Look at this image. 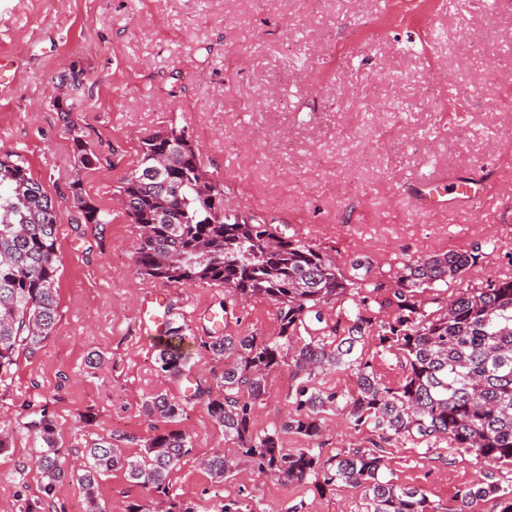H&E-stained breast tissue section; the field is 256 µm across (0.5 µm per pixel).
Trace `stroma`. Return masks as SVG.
Returning a JSON list of instances; mask_svg holds the SVG:
<instances>
[{"instance_id":"stroma-1","label":"stroma","mask_w":512,"mask_h":512,"mask_svg":"<svg viewBox=\"0 0 512 512\" xmlns=\"http://www.w3.org/2000/svg\"><path fill=\"white\" fill-rule=\"evenodd\" d=\"M0 154L23 156L59 210L58 320L36 352H20L0 384V512L41 502L45 512H85L76 480L87 446L118 439L140 454L162 421L142 405L165 392L189 394L186 378L157 369L154 331L140 313L175 310L197 368L224 361L202 340L220 334L273 337L276 307L228 299L207 284H168L134 263L139 229L116 190L137 165L144 138L174 125L187 131L224 206L286 226L349 266L375 272L451 250L479 259L449 292L512 279V0H0ZM75 129H68L67 121ZM96 155L80 163L77 142ZM434 192L469 181L474 201L422 211L421 183ZM109 214L85 223L81 201ZM103 353L100 365L88 357ZM288 370L268 378L252 415L273 429L290 406ZM54 414L69 475L52 495L32 465L40 443L25 430L41 406ZM90 417L82 425L80 414ZM179 426L193 450L171 475V493L196 512L250 493L258 512H360L357 490L323 493L257 474L241 462L216 483L204 466L223 452L224 431L205 404ZM325 455L381 443L394 478L448 505L487 469L475 454L408 437L379 442L350 428L344 412L323 416ZM105 512L129 505L164 512L123 472L98 487Z\"/></svg>"}]
</instances>
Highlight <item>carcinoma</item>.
Returning <instances> with one entry per match:
<instances>
[{
	"label": "carcinoma",
	"mask_w": 512,
	"mask_h": 512,
	"mask_svg": "<svg viewBox=\"0 0 512 512\" xmlns=\"http://www.w3.org/2000/svg\"><path fill=\"white\" fill-rule=\"evenodd\" d=\"M174 127L144 139L136 168L118 189L140 233L135 264L140 273L170 284L204 282L229 296L262 298L277 308L280 329L273 338L224 335L203 348L232 360L216 377L195 379L190 396L179 400L159 393L145 403L149 416L169 427L158 429L138 456H128L110 439L86 450L77 481L86 512H103L99 480L114 470L169 502L166 512H195L170 498V474L192 451V438L173 423L192 400L206 403L230 444L205 459L216 482L233 476L246 458L260 474L324 493L351 487L361 494V512H470L480 501L493 512H512V476L486 479L459 489L453 508L435 503L415 487L394 481L377 448L338 451L280 445V432L310 440L321 435V416L345 411L357 430L384 440L416 438L431 449L448 442L488 462L512 464V280L465 288L451 298L438 287L464 275L476 263L471 252L450 251L404 263L390 274L394 285L370 276L361 259L340 269L315 245L288 235L258 216L224 210L214 198L224 187L207 175L199 151L187 141L157 154ZM87 224H108V212L82 202ZM59 211L25 160L0 156V382L10 374L17 352H35L50 336L58 317L57 226ZM336 311L331 327L324 310ZM158 370L171 378L191 373L181 349L185 325L164 324ZM374 343L375 352L365 351ZM402 374L387 380L376 360ZM288 369L293 412L263 433L252 426L257 403L266 399L267 377ZM334 371L354 379L352 392L325 388L320 374ZM42 442L38 467L44 493L67 476L48 408L25 423Z\"/></svg>",
	"instance_id": "cac0c4a2"
}]
</instances>
